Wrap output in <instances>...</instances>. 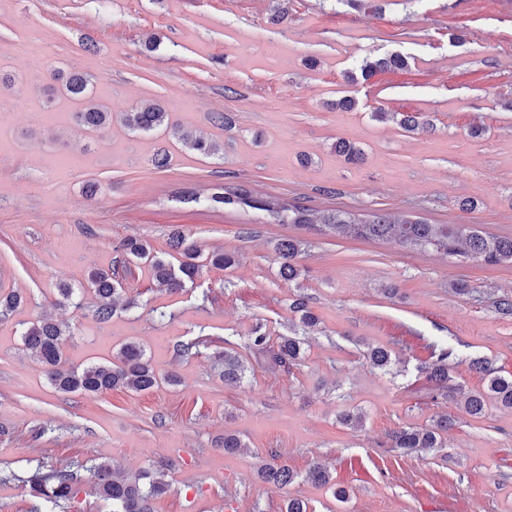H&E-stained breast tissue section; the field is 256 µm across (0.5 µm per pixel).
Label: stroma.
<instances>
[{
  "label": "stroma",
  "mask_w": 512,
  "mask_h": 512,
  "mask_svg": "<svg viewBox=\"0 0 512 512\" xmlns=\"http://www.w3.org/2000/svg\"><path fill=\"white\" fill-rule=\"evenodd\" d=\"M279 6L282 25L272 20ZM392 54L407 69L357 75L363 61ZM59 72L89 78L111 128H76L80 106L61 108ZM345 95L354 109H336ZM148 100L166 108L167 124L132 135L120 115ZM1 101L0 294L22 301L0 315V512H37L25 477L41 464L77 462L82 490L65 512H110L89 493L91 464L133 472L160 460L175 466L153 512H281L296 495L314 512H512V412L492 407L474 418L432 401L420 372L445 345L463 389L482 386L469 366L477 357L512 373V316L496 311L512 297V264L183 198L239 184L318 216L390 213L512 236V0H0ZM378 107L433 127L405 132L375 120ZM217 113L231 128L213 122ZM475 126L481 136H470ZM184 131L218 143L219 153L188 149ZM340 139L360 146L364 160L338 154ZM159 153L168 156L162 169ZM469 199L475 208H465ZM176 230L202 254L233 253L237 264H203L173 294L156 287L150 267L131 265L124 296L136 305L107 324L97 322L91 292L81 309L57 306L59 285L115 268L127 237L165 258ZM281 239L305 243L298 280L278 274ZM455 282L467 293L454 292ZM299 294L319 330L307 336L301 365L271 368L248 351L249 338L257 326L287 334ZM43 316L70 325L73 366L109 360L133 339L178 385L57 391L21 341ZM226 339L250 368L237 386L212 368ZM194 340L197 354L175 356L176 344ZM370 345L394 352L391 370L370 366ZM346 408L363 413L361 428L339 421ZM442 414L455 419L442 450L388 447L393 430ZM227 432L247 450L218 448ZM272 453L297 472L294 484L258 480ZM316 460L347 488V502L305 481Z\"/></svg>",
  "instance_id": "obj_1"
}]
</instances>
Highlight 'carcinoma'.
I'll return each instance as SVG.
<instances>
[{
	"label": "carcinoma",
	"instance_id": "1",
	"mask_svg": "<svg viewBox=\"0 0 512 512\" xmlns=\"http://www.w3.org/2000/svg\"><path fill=\"white\" fill-rule=\"evenodd\" d=\"M406 61L399 55H392L376 62L361 66L362 75L370 78L377 72L390 68H403ZM60 94L84 103L82 111L76 113L80 125L95 130L112 126V111L100 107L90 96L89 80L79 74L63 79ZM372 116L378 120H395L406 132L420 127L418 117L406 113L377 111ZM167 112L157 102H145L131 112L121 115L123 125L131 131L149 132L163 126ZM186 147L203 154L219 152V146L203 138L182 136ZM336 152L350 162L363 159V150L348 140L336 142ZM225 206L246 205L266 210L282 223L299 224L309 228L323 224L339 233L357 238H393L399 246L419 251H436L462 260L496 265L512 263V236L485 234L472 224H427L419 220H409L395 214H375L373 219L363 222L353 220L343 214L331 212L314 217L299 206H288L274 200H256L242 185H226L224 193L213 195L207 204ZM170 246L181 254L183 260L178 265L158 257L150 245L136 237L127 238L122 244L123 264L145 263L153 270L156 286L168 292L181 290L185 283L195 280L200 271L197 264L199 250L196 244L185 235L175 232L170 238ZM278 263L279 275L290 281L302 275L298 258L302 254L301 244L294 240H280L273 246ZM87 286L96 298L98 305L95 315L99 322L107 324L117 311L116 297L124 292L118 271H91L87 275ZM294 323L289 327V335L272 341L256 327L250 336L249 349L264 355L273 368L291 369L301 363L304 356V341L297 337L296 329H311L318 326V318L309 307L305 297L299 296L289 304ZM71 332L67 327L49 319H38L29 323L22 334L27 349L45 366L47 375L54 386L64 393L103 394L112 390H126L135 393L148 391L159 384L144 347L135 340L123 343L113 361L92 363L82 368L68 365L65 343ZM453 352L442 348L436 359L424 364L420 371L428 382L433 384V400L454 399L456 385L450 375V359ZM218 376L228 385H238L245 381L247 366L242 355L233 343L224 340V349L214 355ZM366 359L379 370L386 371L392 364L391 350L376 346L367 348ZM472 368L482 373L484 386L468 394L463 409L475 418L485 416L489 405L512 410V374H499L485 359L472 361ZM452 420L441 415L429 427L401 426L388 436V447L407 452H430L443 447L440 432L448 431ZM172 465L148 464L133 475H125L110 461L96 463L90 467L97 481L94 494L112 504V512H152L150 501L169 489L166 480ZM257 477L264 483L277 488L293 484L298 474L288 465L272 458L269 463L257 469ZM307 479L315 484L326 486L339 502H346L348 491L336 486L332 473L315 464L310 467ZM32 497L41 500L43 512H59L64 504L74 499L78 483V467L66 468L38 467L25 479Z\"/></svg>",
	"mask_w": 512,
	"mask_h": 512
}]
</instances>
